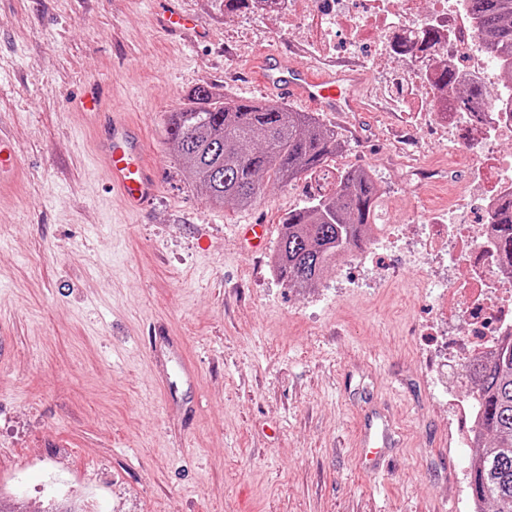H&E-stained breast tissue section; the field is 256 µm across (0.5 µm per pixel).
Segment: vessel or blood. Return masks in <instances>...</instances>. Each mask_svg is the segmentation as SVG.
Segmentation results:
<instances>
[{
  "label": "vessel or blood",
  "instance_id": "1",
  "mask_svg": "<svg viewBox=\"0 0 512 512\" xmlns=\"http://www.w3.org/2000/svg\"><path fill=\"white\" fill-rule=\"evenodd\" d=\"M259 82L284 96H296L326 112H353L364 83L363 70L355 65L332 64L321 76L288 64L277 55L258 59ZM99 149L105 159L109 179L118 188L128 208L136 209L153 198L158 190L155 174L143 158V147L137 129L119 119L106 122L102 128ZM19 167L17 154L6 132L0 130V187L14 176ZM158 352L166 363L176 367L183 380L195 377L182 360L180 351L170 343L160 344ZM396 432L386 415L372 417L363 427V445L368 453L363 462L369 471H377L379 459L373 451L395 445Z\"/></svg>",
  "mask_w": 512,
  "mask_h": 512
}]
</instances>
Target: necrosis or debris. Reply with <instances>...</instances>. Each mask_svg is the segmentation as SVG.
Instances as JSON below:
<instances>
[{"label": "necrosis or debris", "instance_id": "obj_1", "mask_svg": "<svg viewBox=\"0 0 512 512\" xmlns=\"http://www.w3.org/2000/svg\"><path fill=\"white\" fill-rule=\"evenodd\" d=\"M291 2L290 19L319 21L326 44L340 37L359 50L366 46L368 30L392 32V39L378 41L374 51L393 60L404 101L435 95L433 72L444 60L462 73L480 76L485 92L496 101V110L469 131L485 163L474 170L464 195L450 197L447 210L430 214L434 231L419 244L423 258L442 251L449 267H464L470 275L464 287L444 290L425 330L426 352H439L445 365L481 357L497 338L512 333V267L501 263L494 240L498 203L512 196V162H501L495 140L487 135L494 129L512 137V88L503 81L507 60L485 48L477 21L462 0ZM427 29L436 30L440 41L425 50L419 35Z\"/></svg>", "mask_w": 512, "mask_h": 512}]
</instances>
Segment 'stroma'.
Returning a JSON list of instances; mask_svg holds the SVG:
<instances>
[{"instance_id":"35a3bbf8","label":"stroma","mask_w":512,"mask_h":512,"mask_svg":"<svg viewBox=\"0 0 512 512\" xmlns=\"http://www.w3.org/2000/svg\"><path fill=\"white\" fill-rule=\"evenodd\" d=\"M205 36L160 29L155 0H0V127L19 174L0 200V488L82 512H462L478 452L448 425L422 356L438 286L410 243L472 160L430 113L402 102L392 64L318 25L225 14L223 0H175ZM278 54L368 74L363 111L320 113L341 144L322 168L264 183L247 210L210 206L168 141L169 113L210 86L264 100L246 65ZM102 85L142 133L155 197L123 209L100 169L98 124L70 100ZM349 168L373 172L378 221L315 288L288 287L271 252L248 255L242 224L279 233L288 211ZM177 345L196 373L170 395L151 349ZM398 430L390 462L361 466V428Z\"/></svg>"}]
</instances>
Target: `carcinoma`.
Listing matches in <instances>:
<instances>
[{
  "mask_svg": "<svg viewBox=\"0 0 512 512\" xmlns=\"http://www.w3.org/2000/svg\"><path fill=\"white\" fill-rule=\"evenodd\" d=\"M479 35L492 53L512 57V0H468ZM436 82L456 89L457 74L444 66ZM484 99L479 85L455 97V108L479 116ZM168 140L185 176L205 190L210 204L249 207L261 194L262 179L288 183L316 169L341 148L336 131L312 112H294L269 102L217 97L207 87L194 91L193 103L171 113ZM379 188L365 169L340 173L332 192L288 212L273 257L277 276L292 288H313L322 271L365 241L375 223ZM495 239L502 261L512 266V198L495 215ZM479 397V431L492 445L472 459L470 493L494 512H512V338L498 343L482 363L470 365Z\"/></svg>",
  "mask_w": 512,
  "mask_h": 512,
  "instance_id": "carcinoma-1",
  "label": "carcinoma"
}]
</instances>
